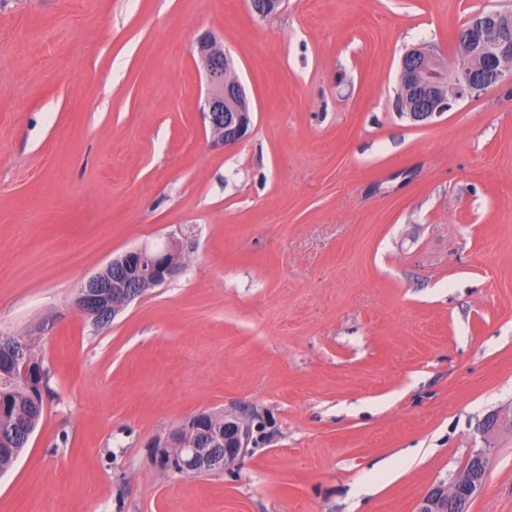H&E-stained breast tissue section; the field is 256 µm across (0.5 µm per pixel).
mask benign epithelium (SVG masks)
Returning <instances> with one entry per match:
<instances>
[{
  "instance_id": "1",
  "label": "benign epithelium",
  "mask_w": 512,
  "mask_h": 512,
  "mask_svg": "<svg viewBox=\"0 0 512 512\" xmlns=\"http://www.w3.org/2000/svg\"><path fill=\"white\" fill-rule=\"evenodd\" d=\"M512 22L509 11L486 10L473 15L468 28L457 34L452 53L451 77L437 66L438 52L431 46L413 48L401 58L398 87L410 100V111L400 113L415 126L431 125L464 100L485 95L512 81V34L503 24ZM201 68L207 81L202 113L213 138L231 147L244 140L252 123L251 113L230 104L245 95L233 62L218 45L214 34L197 41ZM178 249L140 247L112 259L110 277L98 272L81 286L76 298L78 310L86 315L115 317L144 287L166 283L179 271ZM208 413L187 418L165 441L169 448L154 455L159 468L179 475L200 471H224L239 465L248 452L250 424L234 413L224 414V435L213 436L203 428ZM486 471L473 466L448 484L429 490L418 504V512H466L484 488Z\"/></svg>"
}]
</instances>
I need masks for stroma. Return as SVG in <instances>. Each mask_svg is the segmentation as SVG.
I'll return each mask as SVG.
<instances>
[{
  "label": "stroma",
  "instance_id": "obj_1",
  "mask_svg": "<svg viewBox=\"0 0 512 512\" xmlns=\"http://www.w3.org/2000/svg\"><path fill=\"white\" fill-rule=\"evenodd\" d=\"M512 0H0V336L43 419L0 512H416L489 458L512 512V84L416 127L407 48L450 52ZM253 126L214 145L198 38ZM181 271L113 321L75 306L113 257ZM202 411L253 420L234 471L162 473Z\"/></svg>",
  "mask_w": 512,
  "mask_h": 512
}]
</instances>
